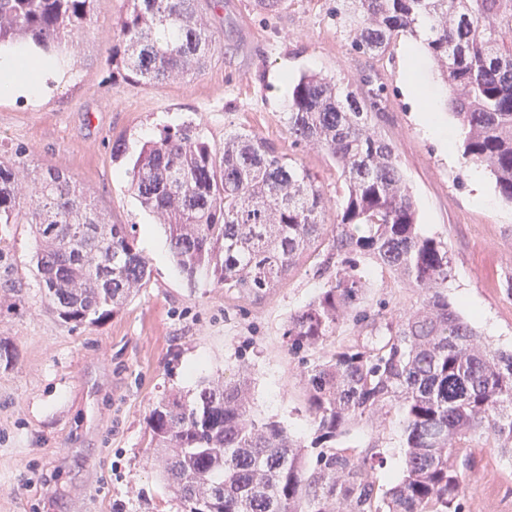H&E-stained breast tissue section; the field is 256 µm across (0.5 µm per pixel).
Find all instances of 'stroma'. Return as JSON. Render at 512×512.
<instances>
[{
    "instance_id": "1",
    "label": "stroma",
    "mask_w": 512,
    "mask_h": 512,
    "mask_svg": "<svg viewBox=\"0 0 512 512\" xmlns=\"http://www.w3.org/2000/svg\"><path fill=\"white\" fill-rule=\"evenodd\" d=\"M252 2L224 0L211 13L219 44L204 71L146 88L112 64L127 0H96L91 24L62 57L66 80L36 104L0 100V156L19 149L30 165L73 177L109 223L134 225L135 246L151 270L147 288L123 310L72 330L47 306L30 225L0 224V339L15 350L11 362H0V512H181L149 449V411L171 392L191 395L203 382L233 379L244 365L254 415L311 439L303 367L283 331L289 314L327 283L314 259H303L257 301L201 275L188 280L129 177L143 144L162 132L191 123L216 147L229 133H253L316 175L327 218L335 220V163L288 137V96L305 72L344 87L358 86L364 71L378 74L383 102L373 123L395 148L422 232L448 243L455 267L448 299L493 348L512 350V205L490 174L473 183L461 148L443 149L419 124V103L435 108L447 126L457 124L437 62L424 51L409 58L408 36L379 59L352 54L336 26L334 0H288L275 16L257 13ZM409 82L417 99L405 93ZM481 195L490 205H477ZM416 301L396 276L374 271L372 311L395 318ZM344 444L356 455L380 448V487L401 476L398 414L381 429L360 422ZM476 460L464 512H512V455L485 448Z\"/></svg>"
}]
</instances>
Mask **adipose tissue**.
<instances>
[{"label": "adipose tissue", "mask_w": 512, "mask_h": 512, "mask_svg": "<svg viewBox=\"0 0 512 512\" xmlns=\"http://www.w3.org/2000/svg\"><path fill=\"white\" fill-rule=\"evenodd\" d=\"M58 76L55 62L39 56L31 47L0 53V99H38Z\"/></svg>", "instance_id": "ef3b65f1"}]
</instances>
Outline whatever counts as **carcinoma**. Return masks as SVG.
<instances>
[{"label":"carcinoma","instance_id":"carcinoma-1","mask_svg":"<svg viewBox=\"0 0 512 512\" xmlns=\"http://www.w3.org/2000/svg\"><path fill=\"white\" fill-rule=\"evenodd\" d=\"M216 6L128 0L112 59L145 87L199 72L218 49L207 20ZM94 9L95 0H0V45L30 40L48 54L84 30ZM333 12L351 51L369 59L427 28L425 49L440 62L448 110L465 130L463 157L487 169L512 204V0H336ZM382 91L367 75L346 92L316 72L293 84L289 137L325 151L342 181L332 224L315 177L249 133L217 149L188 123L148 141L133 163L131 188L188 279L204 272L258 300L309 253L321 257L316 272L329 275L283 333L288 353L306 365L310 445L252 413L244 368L191 401L169 394L151 408V442L183 512H463L474 441L512 450V352L491 351L448 301V243L421 232L394 147L371 121ZM21 155L0 157V223L34 228L52 312L71 329L118 313L150 279L128 225L105 223L70 177L31 168ZM375 267L419 296L396 320L368 309ZM346 322L371 340L336 345ZM393 409L402 415L405 466L381 492L373 478L380 453L357 457L336 443Z\"/></svg>","mask_w":512,"mask_h":512}]
</instances>
